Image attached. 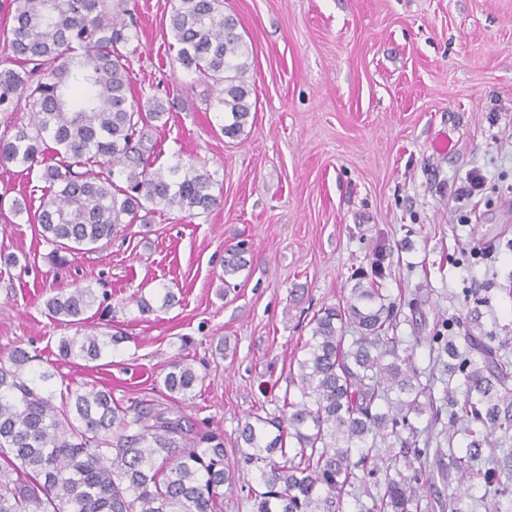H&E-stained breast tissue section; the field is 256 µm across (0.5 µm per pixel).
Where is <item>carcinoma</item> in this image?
I'll use <instances>...</instances> for the list:
<instances>
[{
  "label": "carcinoma",
  "instance_id": "1",
  "mask_svg": "<svg viewBox=\"0 0 512 512\" xmlns=\"http://www.w3.org/2000/svg\"><path fill=\"white\" fill-rule=\"evenodd\" d=\"M170 20L177 62L212 80L216 106L228 116L224 136L237 138L256 101L245 80L250 53L221 0H177ZM13 26L0 33V112L21 99L31 103L28 122L0 135V165L31 170L45 154L48 189L33 217L50 257L92 251L124 226L149 223L157 212L187 217L219 203L210 175L178 160L155 166L151 131L165 112L158 100L132 92L130 58L137 48L130 25L111 0H10ZM120 176L124 185L114 181ZM244 245L228 250L224 284L246 266ZM161 305L134 295L128 303L145 316ZM98 304L95 289L78 285L49 297L46 307L64 326H83ZM395 303L381 289L359 282L344 307H325L310 321L305 356L285 394L281 414L255 416L240 431L249 448L246 465L261 464V489L247 496L251 512H341L344 497L374 480L366 512H424L416 484L429 457L466 478L472 463L495 458L512 432V362L505 342L484 329L471 311L463 336H432L439 364L459 376L444 399L464 422L465 455L433 448L434 435L410 422L434 405L431 382H422L412 354H400L389 331ZM359 336L349 346L341 326ZM117 335L97 328L58 338L59 356L100 360ZM22 348L0 359V512H219L234 480L226 467L224 438L200 433L191 418L167 406L203 382L185 358L169 363L158 399L122 402L109 388L65 387L54 402V374L32 368ZM277 430L267 439L265 426ZM408 434L413 456L389 454ZM396 471L397 477L390 476ZM501 470L483 474L484 497L508 493Z\"/></svg>",
  "mask_w": 512,
  "mask_h": 512
}]
</instances>
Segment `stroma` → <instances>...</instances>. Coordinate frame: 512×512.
Returning <instances> with one entry per match:
<instances>
[{"label":"stroma","instance_id":"35a3bbf8","mask_svg":"<svg viewBox=\"0 0 512 512\" xmlns=\"http://www.w3.org/2000/svg\"><path fill=\"white\" fill-rule=\"evenodd\" d=\"M222 2L253 47L257 111L235 139L220 130L210 82L174 60L175 0L126 3L133 91L169 116L153 134L158 162L206 170L220 204L154 214L61 266L37 223H0V356L23 348L53 372L54 391L106 386L123 400L161 398L168 362L188 358L205 379L173 407L223 434L235 480L223 512H249L260 479L239 431L276 413L313 315L344 304L376 255L417 368L436 357L429 336L474 308L512 341V0ZM476 169L482 194L457 198ZM241 241L247 265L223 285L225 251ZM78 285L114 307L105 331L123 335L97 367L59 359V337L76 330L45 306ZM161 287L175 296L169 309L130 305Z\"/></svg>","mask_w":512,"mask_h":512}]
</instances>
